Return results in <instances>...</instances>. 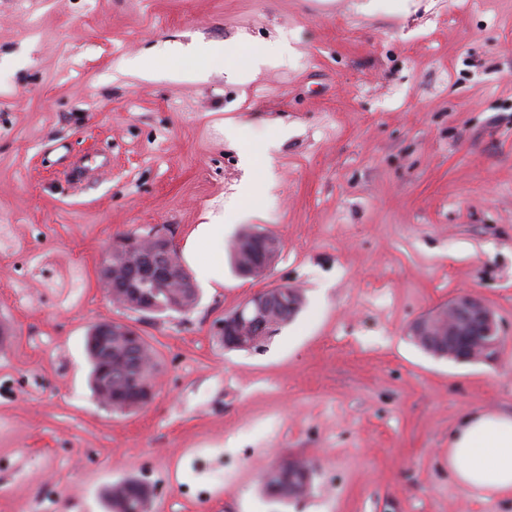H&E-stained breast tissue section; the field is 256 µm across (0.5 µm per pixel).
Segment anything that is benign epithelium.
Here are the masks:
<instances>
[{
    "instance_id": "obj_1",
    "label": "benign epithelium",
    "mask_w": 512,
    "mask_h": 512,
    "mask_svg": "<svg viewBox=\"0 0 512 512\" xmlns=\"http://www.w3.org/2000/svg\"><path fill=\"white\" fill-rule=\"evenodd\" d=\"M251 240L257 247L254 254L238 247L240 254L238 268L247 277L258 276L273 265L269 250L276 247L270 235L250 231ZM151 247L142 252L136 240L128 241L124 251L129 256L127 267L129 276L122 280L112 270L111 263L103 266L105 270L103 284L108 295L120 307L130 304L128 295L139 297L143 303L137 308L146 313L178 308L173 302H165L167 288L174 282L187 288L193 281L186 277V269L180 264L173 236L165 227L156 226L149 231ZM292 291L282 287L260 292L247 301L234 313L224 317L221 329L224 331L225 348L236 347L235 337L244 327L254 328L262 316L273 308L285 303V297ZM129 325L120 322L102 323L91 331V343L103 338L129 336ZM412 342L425 353L451 360L457 363L476 364L492 358L499 347L498 321L494 310L479 296L463 293L450 299L447 304L427 313L418 319L409 329ZM112 372H102V388L98 401L105 407L125 412L146 406L150 398L116 402L112 398ZM300 475V485L292 486L290 492L299 496L308 491L312 474L309 468L299 460L288 461V473Z\"/></svg>"
}]
</instances>
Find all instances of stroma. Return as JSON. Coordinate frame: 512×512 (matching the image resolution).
<instances>
[{
  "label": "stroma",
  "mask_w": 512,
  "mask_h": 512,
  "mask_svg": "<svg viewBox=\"0 0 512 512\" xmlns=\"http://www.w3.org/2000/svg\"><path fill=\"white\" fill-rule=\"evenodd\" d=\"M277 41L274 63L242 57V82L185 60ZM265 145L250 172L243 148ZM96 156L107 172H76ZM231 205L241 219L217 223ZM159 225L197 305L115 307L103 264ZM243 228L281 245L262 277L231 268ZM282 286L296 317L260 351L225 349V316ZM462 293L497 316L492 361L408 338ZM112 321L158 356L131 414L89 385L87 333ZM0 327V512H107L128 478L152 512H512L448 473L462 414L512 411V0H0ZM289 458L312 487L281 501L261 476Z\"/></svg>",
  "instance_id": "obj_1"
}]
</instances>
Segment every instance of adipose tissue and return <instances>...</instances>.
I'll return each instance as SVG.
<instances>
[{
  "mask_svg": "<svg viewBox=\"0 0 512 512\" xmlns=\"http://www.w3.org/2000/svg\"><path fill=\"white\" fill-rule=\"evenodd\" d=\"M448 471L464 490L512 500V412L462 416L448 440Z\"/></svg>",
  "mask_w": 512,
  "mask_h": 512,
  "instance_id": "obj_1",
  "label": "adipose tissue"
}]
</instances>
